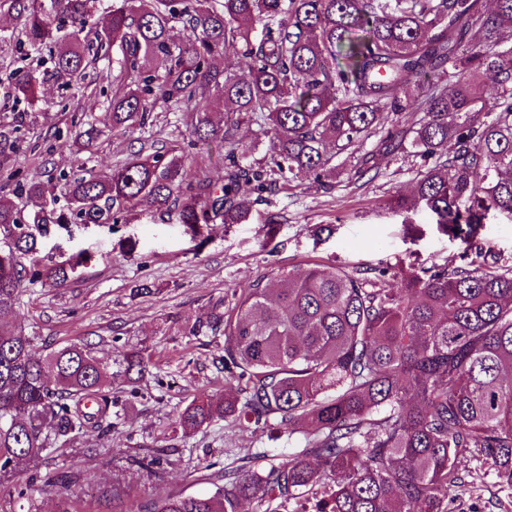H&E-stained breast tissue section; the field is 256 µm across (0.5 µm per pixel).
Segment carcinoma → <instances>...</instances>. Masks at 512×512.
<instances>
[{
    "mask_svg": "<svg viewBox=\"0 0 512 512\" xmlns=\"http://www.w3.org/2000/svg\"><path fill=\"white\" fill-rule=\"evenodd\" d=\"M111 0L88 29L96 0H0L19 21L0 50L27 47L36 67L5 75L32 102L48 78H85L92 60L117 66L107 110L73 116L75 151L107 131H134L158 103L180 110L202 87L223 119L196 113L194 133L230 144L224 175L184 184L177 147L143 151L106 175L80 168L54 189L15 168L22 118L0 123V229L16 236L0 258V460L15 469L87 429L112 430V375L86 343L44 359L17 323L26 284L61 287L80 256L44 260L55 226L116 224L137 209L174 214L195 235L239 224L242 182L335 174V152L373 136L382 155L419 157L416 203L465 244L462 265L410 264L359 276L336 265L290 269L211 308L192 335H224V401L197 398L179 416L188 432L215 418L298 436L300 450L254 456L206 495L168 494L134 512H456L473 473L467 458L512 490V267L489 260L480 231L492 211L512 219V0ZM188 34L178 39L175 24ZM53 44L51 69L39 56ZM251 61L238 75L228 48ZM494 94L487 97L484 83ZM421 112L416 125L384 113ZM272 134L265 165L246 163L244 124ZM126 374L149 360L124 355Z\"/></svg>",
    "mask_w": 512,
    "mask_h": 512,
    "instance_id": "cac0c4a2",
    "label": "carcinoma"
}]
</instances>
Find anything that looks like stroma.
Masks as SVG:
<instances>
[{
    "label": "stroma",
    "instance_id": "stroma-1",
    "mask_svg": "<svg viewBox=\"0 0 512 512\" xmlns=\"http://www.w3.org/2000/svg\"><path fill=\"white\" fill-rule=\"evenodd\" d=\"M110 69L108 60L97 62L90 88L78 96L61 80L43 83L33 103L16 104L0 95L5 119L17 111L28 115L20 172L55 179L78 158L87 168L106 172L141 146L176 145L188 156L184 182L222 175L223 142L197 140L183 113L161 105L146 128L101 139L81 156L54 147L55 131L69 128L73 114L93 117L104 111L112 93ZM375 144L371 138L337 154L330 187L311 177L282 180L265 192L242 185L240 193L253 208L241 224L218 221L194 237L174 218L134 216L112 226L56 228L43 238L42 257L82 251L90 261L66 287L29 285L20 300L22 327L39 357L64 342L93 347L112 375V430L102 441L89 431L72 447L49 449L26 470L0 474V512H27L32 505L38 512H116L114 486L123 488L128 505L171 493L204 494L220 471L239 466L244 452L271 458L295 452L287 436L274 438L223 418L182 435L178 417L194 398L224 395L223 336H193L189 329L217 302L233 306L235 291L298 265L332 263L359 271L410 262L460 263L462 242L442 234L429 212L406 215L388 208L393 199H412L419 158L406 152L380 155L378 177L358 178L356 171ZM407 218L420 226V235H407ZM131 352L152 362L134 384L122 365ZM155 456L161 459L156 471L140 467V460ZM55 474L65 478V486L46 487L32 504L18 497L29 480Z\"/></svg>",
    "mask_w": 512,
    "mask_h": 512
}]
</instances>
